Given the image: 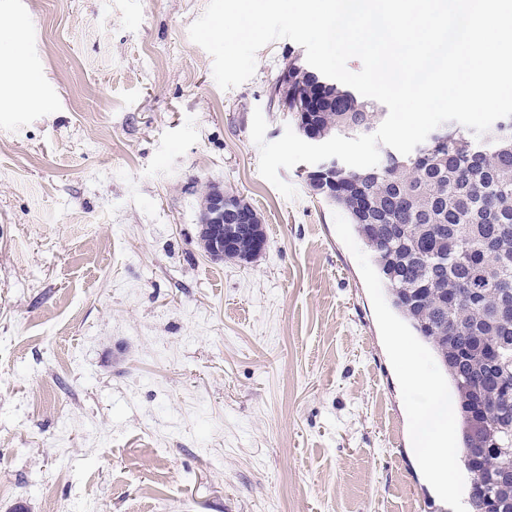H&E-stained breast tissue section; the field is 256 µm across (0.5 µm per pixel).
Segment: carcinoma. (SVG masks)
<instances>
[{"label":"carcinoma","instance_id":"cac0c4a2","mask_svg":"<svg viewBox=\"0 0 512 512\" xmlns=\"http://www.w3.org/2000/svg\"><path fill=\"white\" fill-rule=\"evenodd\" d=\"M271 96L288 102L304 135L326 141L366 135L383 116L298 54ZM309 187L348 213L393 306L453 382L471 512H512V117L483 140L448 125L424 152L338 167L333 184L312 176ZM478 401L489 414L474 431Z\"/></svg>","mask_w":512,"mask_h":512}]
</instances>
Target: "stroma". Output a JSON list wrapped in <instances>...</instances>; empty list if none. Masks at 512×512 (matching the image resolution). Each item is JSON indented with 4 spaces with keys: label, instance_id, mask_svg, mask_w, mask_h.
I'll return each instance as SVG.
<instances>
[{
    "label": "stroma",
    "instance_id": "stroma-1",
    "mask_svg": "<svg viewBox=\"0 0 512 512\" xmlns=\"http://www.w3.org/2000/svg\"><path fill=\"white\" fill-rule=\"evenodd\" d=\"M207 0H0V512H458L417 460L394 337L432 370L347 213L304 165L279 39L220 89ZM217 183L251 263L196 245Z\"/></svg>",
    "mask_w": 512,
    "mask_h": 512
}]
</instances>
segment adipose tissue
I'll use <instances>...</instances> for the list:
<instances>
[{
	"mask_svg": "<svg viewBox=\"0 0 512 512\" xmlns=\"http://www.w3.org/2000/svg\"><path fill=\"white\" fill-rule=\"evenodd\" d=\"M395 346L398 356L407 364L405 385L427 396L424 404L411 408L413 448L438 489L448 497H457L455 474L459 458L450 444L452 403L438 376L427 368L422 357L403 341H396Z\"/></svg>",
	"mask_w": 512,
	"mask_h": 512,
	"instance_id": "1",
	"label": "adipose tissue"
}]
</instances>
